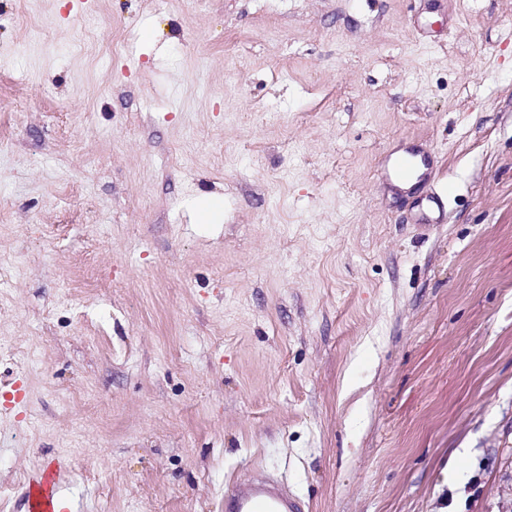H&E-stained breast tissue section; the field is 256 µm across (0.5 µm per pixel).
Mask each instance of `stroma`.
<instances>
[{
  "label": "stroma",
  "mask_w": 512,
  "mask_h": 512,
  "mask_svg": "<svg viewBox=\"0 0 512 512\" xmlns=\"http://www.w3.org/2000/svg\"><path fill=\"white\" fill-rule=\"evenodd\" d=\"M0 269V512H512V0H0ZM55 494L53 470L44 473L39 481L33 483L29 492L30 512H52ZM224 511L303 512V505L274 474L260 471L240 479L224 495Z\"/></svg>",
  "instance_id": "35a3bbf8"
}]
</instances>
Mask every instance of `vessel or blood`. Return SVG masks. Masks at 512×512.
I'll use <instances>...</instances> for the list:
<instances>
[{"label": "vessel or blood", "mask_w": 512, "mask_h": 512, "mask_svg": "<svg viewBox=\"0 0 512 512\" xmlns=\"http://www.w3.org/2000/svg\"><path fill=\"white\" fill-rule=\"evenodd\" d=\"M54 494V474L48 471L30 487V512H52ZM224 512H303V505L274 474L260 471L236 482L224 497Z\"/></svg>", "instance_id": "1"}]
</instances>
